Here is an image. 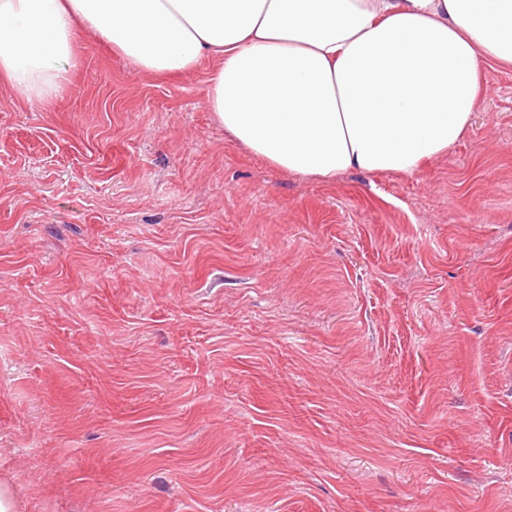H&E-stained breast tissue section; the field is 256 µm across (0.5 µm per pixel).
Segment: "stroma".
I'll return each mask as SVG.
<instances>
[{"instance_id": "1", "label": "stroma", "mask_w": 512, "mask_h": 512, "mask_svg": "<svg viewBox=\"0 0 512 512\" xmlns=\"http://www.w3.org/2000/svg\"><path fill=\"white\" fill-rule=\"evenodd\" d=\"M0 99L21 512H512V68L412 175L272 169L89 34Z\"/></svg>"}]
</instances>
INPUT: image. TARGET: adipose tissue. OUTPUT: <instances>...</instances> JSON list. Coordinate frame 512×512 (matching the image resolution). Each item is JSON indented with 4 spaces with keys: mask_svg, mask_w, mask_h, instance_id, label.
I'll list each match as a JSON object with an SVG mask.
<instances>
[{
    "mask_svg": "<svg viewBox=\"0 0 512 512\" xmlns=\"http://www.w3.org/2000/svg\"><path fill=\"white\" fill-rule=\"evenodd\" d=\"M82 30L159 78L211 61L206 106L226 134L323 179L447 155L480 70L512 66V0H0V88L51 104Z\"/></svg>",
    "mask_w": 512,
    "mask_h": 512,
    "instance_id": "obj_1",
    "label": "adipose tissue"
}]
</instances>
